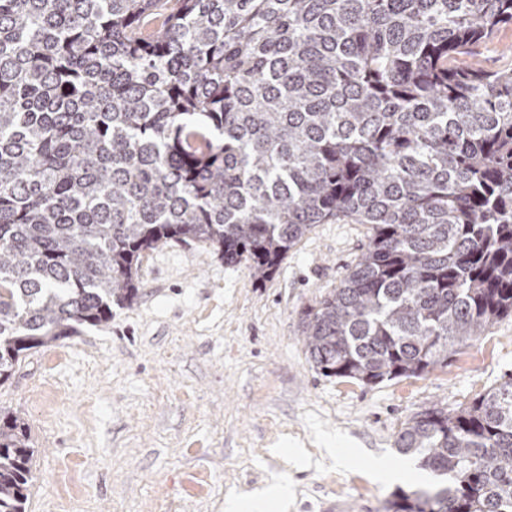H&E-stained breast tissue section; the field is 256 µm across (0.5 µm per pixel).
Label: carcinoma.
Masks as SVG:
<instances>
[{
    "mask_svg": "<svg viewBox=\"0 0 512 512\" xmlns=\"http://www.w3.org/2000/svg\"><path fill=\"white\" fill-rule=\"evenodd\" d=\"M512 0H0V385L194 242L271 279L317 224H369L301 315L312 367L448 365L512 315V68L458 67ZM395 446L437 483L386 512H512V377ZM35 448L0 411V512Z\"/></svg>",
    "mask_w": 512,
    "mask_h": 512,
    "instance_id": "obj_1",
    "label": "carcinoma"
}]
</instances>
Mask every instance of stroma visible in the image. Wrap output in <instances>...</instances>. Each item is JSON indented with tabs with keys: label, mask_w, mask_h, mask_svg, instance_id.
Returning a JSON list of instances; mask_svg holds the SVG:
<instances>
[{
	"label": "stroma",
	"mask_w": 512,
	"mask_h": 512,
	"mask_svg": "<svg viewBox=\"0 0 512 512\" xmlns=\"http://www.w3.org/2000/svg\"><path fill=\"white\" fill-rule=\"evenodd\" d=\"M365 224H319L256 281L197 245L145 252L140 295L103 326L38 348L0 386V409L31 427L27 512H224L277 483L284 512H385L432 483L399 455L402 425L449 411L512 374V316L443 368L366 386L308 360L302 310L365 251ZM383 456L400 483L362 471Z\"/></svg>",
	"instance_id": "35a3bbf8"
}]
</instances>
